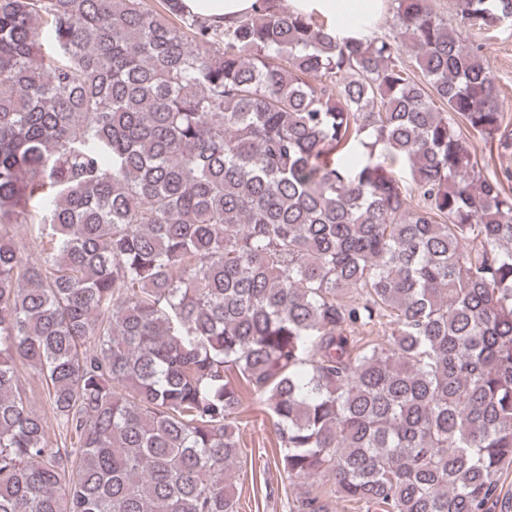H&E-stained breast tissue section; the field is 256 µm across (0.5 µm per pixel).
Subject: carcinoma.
Masks as SVG:
<instances>
[{
    "mask_svg": "<svg viewBox=\"0 0 512 512\" xmlns=\"http://www.w3.org/2000/svg\"><path fill=\"white\" fill-rule=\"evenodd\" d=\"M392 2L390 39L281 0L224 26L180 0H0V512H237L246 392L294 478L494 512L512 170L484 176L470 138L512 141L483 45ZM462 17L511 27L512 0ZM21 380L30 396L34 409L42 412L46 407V398L43 387L40 382L33 379L31 371L26 366H21Z\"/></svg>",
    "mask_w": 512,
    "mask_h": 512,
    "instance_id": "1",
    "label": "carcinoma"
}]
</instances>
